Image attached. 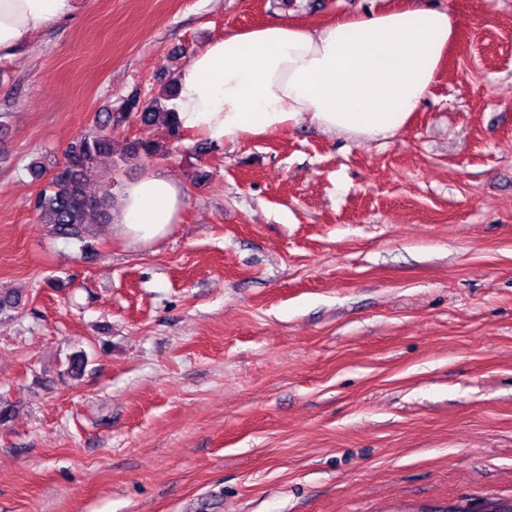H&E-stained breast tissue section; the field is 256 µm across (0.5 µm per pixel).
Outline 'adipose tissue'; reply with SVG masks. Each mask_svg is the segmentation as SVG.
Returning a JSON list of instances; mask_svg holds the SVG:
<instances>
[{
	"label": "adipose tissue",
	"instance_id": "obj_1",
	"mask_svg": "<svg viewBox=\"0 0 512 512\" xmlns=\"http://www.w3.org/2000/svg\"><path fill=\"white\" fill-rule=\"evenodd\" d=\"M80 0H0V61L45 27L71 20ZM456 35L444 8L371 9L317 25L272 20L226 32L197 50L177 77L179 126L215 143L304 124L358 144L394 137L438 79ZM185 205L163 173L124 183L114 236L164 239Z\"/></svg>",
	"mask_w": 512,
	"mask_h": 512
}]
</instances>
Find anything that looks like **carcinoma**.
<instances>
[{"label": "carcinoma", "instance_id": "obj_1", "mask_svg": "<svg viewBox=\"0 0 512 512\" xmlns=\"http://www.w3.org/2000/svg\"><path fill=\"white\" fill-rule=\"evenodd\" d=\"M176 91V83L172 82L151 97L135 92L116 109L97 117L96 130L74 138L66 149L62 169L31 203L37 223L55 238L78 242L83 251L94 250L97 227L112 222L118 197L108 180L103 181L99 193H89L87 176L97 168L102 157L112 154V131L125 126L134 114L145 124L160 126L163 137L129 142L124 161L139 162L164 154L166 140H177L182 132L174 110L167 106L176 97Z\"/></svg>", "mask_w": 512, "mask_h": 512}]
</instances>
